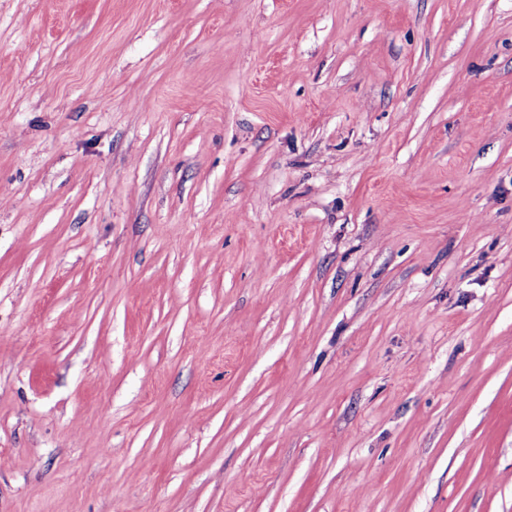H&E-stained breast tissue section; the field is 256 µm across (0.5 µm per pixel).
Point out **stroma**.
Segmentation results:
<instances>
[{
    "instance_id": "stroma-1",
    "label": "stroma",
    "mask_w": 512,
    "mask_h": 512,
    "mask_svg": "<svg viewBox=\"0 0 512 512\" xmlns=\"http://www.w3.org/2000/svg\"><path fill=\"white\" fill-rule=\"evenodd\" d=\"M0 512H512V0H0Z\"/></svg>"
}]
</instances>
